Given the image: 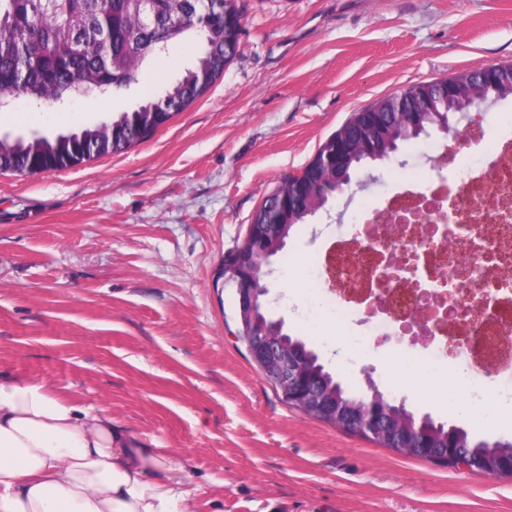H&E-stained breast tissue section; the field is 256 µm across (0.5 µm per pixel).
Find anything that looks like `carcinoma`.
Returning <instances> with one entry per match:
<instances>
[{
	"mask_svg": "<svg viewBox=\"0 0 512 512\" xmlns=\"http://www.w3.org/2000/svg\"><path fill=\"white\" fill-rule=\"evenodd\" d=\"M209 27L200 26L201 4L194 0H154V26L143 28L140 0H0V98L21 96L37 105L58 104L75 96V89L89 88L94 95L117 93L137 83L142 68L158 53L154 42L170 37L189 42L198 53L185 73L165 83L161 96L120 112L106 122L54 138L36 135L29 139L0 138V173L20 175L36 168L62 169L95 158L122 152L152 136L174 115L206 94L220 78L238 49V40L220 35L224 26L242 21L238 0H208ZM209 73L203 85L192 78L199 70ZM448 78L410 86L400 92L406 112L417 111L418 92L427 87L434 112H467L471 104L448 100ZM346 144L366 138L363 116L354 112L339 128ZM313 161L300 174L288 176L263 201L252 223L263 224L268 212H279L281 231L289 237L309 218L307 195L292 196L294 185L311 183ZM428 459L448 468V438L427 437Z\"/></svg>",
	"mask_w": 512,
	"mask_h": 512,
	"instance_id": "obj_1",
	"label": "carcinoma"
}]
</instances>
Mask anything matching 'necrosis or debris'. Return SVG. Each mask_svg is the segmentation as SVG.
I'll return each instance as SVG.
<instances>
[{"instance_id": "necrosis-or-debris-1", "label": "necrosis or debris", "mask_w": 512, "mask_h": 512, "mask_svg": "<svg viewBox=\"0 0 512 512\" xmlns=\"http://www.w3.org/2000/svg\"><path fill=\"white\" fill-rule=\"evenodd\" d=\"M431 172L352 224L355 248L324 267L323 282L344 299L387 246L388 316L372 321L373 335H398L401 313L420 312L431 340L411 356L447 360L452 371L469 363L468 387L480 395L512 369V131L483 159L455 151Z\"/></svg>"}]
</instances>
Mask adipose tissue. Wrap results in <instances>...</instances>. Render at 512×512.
Returning a JSON list of instances; mask_svg holds the SVG:
<instances>
[{"mask_svg": "<svg viewBox=\"0 0 512 512\" xmlns=\"http://www.w3.org/2000/svg\"><path fill=\"white\" fill-rule=\"evenodd\" d=\"M206 493L106 408L0 375V512H189Z\"/></svg>", "mask_w": 512, "mask_h": 512, "instance_id": "ef3b65f1", "label": "adipose tissue"}]
</instances>
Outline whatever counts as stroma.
Returning a JSON list of instances; mask_svg holds the SVG:
<instances>
[{
    "label": "stroma",
    "mask_w": 512,
    "mask_h": 512,
    "mask_svg": "<svg viewBox=\"0 0 512 512\" xmlns=\"http://www.w3.org/2000/svg\"><path fill=\"white\" fill-rule=\"evenodd\" d=\"M239 49L200 101L124 153L35 176L0 174V374L48 384L189 462L209 487L195 512H512V479L393 453L283 402L235 333L217 279L252 215L351 112L410 86L512 62V0H240ZM195 48L175 43L141 84L66 108L15 99L0 137L78 130L161 91ZM475 138L438 130L400 144L298 225L266 279L270 315L351 392L370 387L473 437L488 398L434 405L442 363L396 357L308 263L346 247L353 214L425 173L428 143L480 157L512 129V99L477 106Z\"/></svg>",
    "instance_id": "stroma-1"
}]
</instances>
